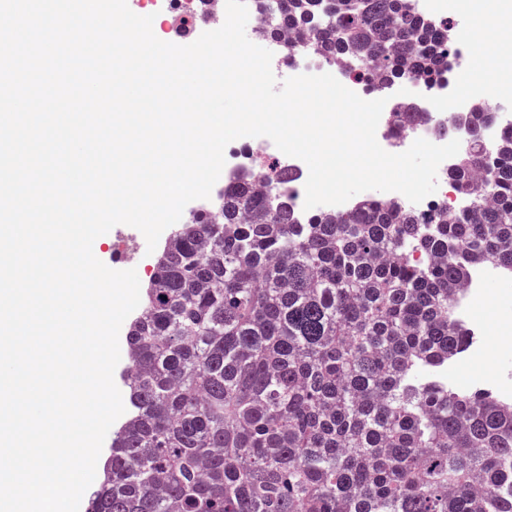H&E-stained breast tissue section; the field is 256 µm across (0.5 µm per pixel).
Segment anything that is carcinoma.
Returning <instances> with one entry per match:
<instances>
[{
  "label": "carcinoma",
  "instance_id": "1",
  "mask_svg": "<svg viewBox=\"0 0 512 512\" xmlns=\"http://www.w3.org/2000/svg\"><path fill=\"white\" fill-rule=\"evenodd\" d=\"M264 33L366 58L380 90L449 82L451 22L412 0H252ZM467 120L422 220L359 198L298 217L244 174L174 227L125 336L131 414L86 512H512V404L448 387L470 339L452 290L512 274V131ZM420 119L408 103L392 131Z\"/></svg>",
  "mask_w": 512,
  "mask_h": 512
}]
</instances>
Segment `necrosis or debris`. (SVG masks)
Masks as SVG:
<instances>
[{
    "instance_id": "4bbe7bcc",
    "label": "necrosis or debris",
    "mask_w": 512,
    "mask_h": 512,
    "mask_svg": "<svg viewBox=\"0 0 512 512\" xmlns=\"http://www.w3.org/2000/svg\"><path fill=\"white\" fill-rule=\"evenodd\" d=\"M254 44L263 46L272 51V71L277 80H285L299 74L334 75L344 86L357 95L386 98V110H393L397 105L409 98H417L424 120L419 126L400 134L389 131L386 122H379L376 138L379 145L391 153L406 151L412 143L419 138L443 145L451 141L452 136L446 131L449 118L461 116L471 112L474 104L481 103L489 106L500 114V123L488 128L485 132L487 140H495L503 130L512 126V114L505 112V100L500 96L494 85L488 82L476 81L468 64H460L454 72L453 87H436L418 81H404L398 83L390 94L379 91L372 78L356 79L351 76L348 68L327 60L322 52L307 49L301 52L289 48L285 39L270 38L260 34H253ZM274 155L282 168L289 170L296 176V194L294 205L303 208L305 199V183L308 177L306 164L297 158L279 152L269 138L251 137L246 141L245 150H232L225 156L224 173L233 175L250 168L262 155ZM499 271L490 264L473 267L468 275L464 291L455 299L456 314L460 321L469 325L471 338L467 350L463 353V360L488 359L493 355L487 338L489 328L474 317V309L488 298L487 286L498 280Z\"/></svg>"
}]
</instances>
